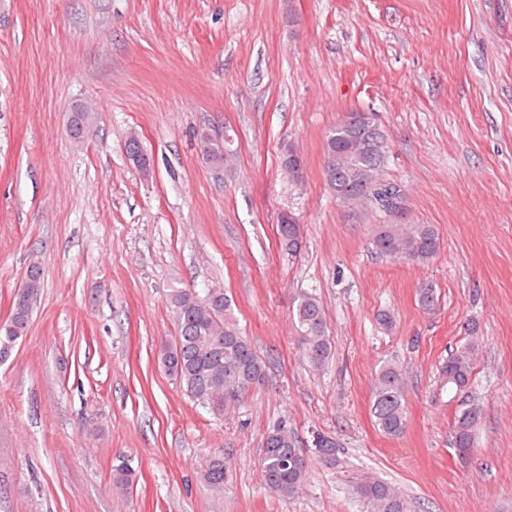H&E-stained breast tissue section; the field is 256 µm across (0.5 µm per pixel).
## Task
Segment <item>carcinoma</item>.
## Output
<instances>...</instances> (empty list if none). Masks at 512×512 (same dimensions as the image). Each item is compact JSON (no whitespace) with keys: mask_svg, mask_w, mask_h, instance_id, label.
Wrapping results in <instances>:
<instances>
[{"mask_svg":"<svg viewBox=\"0 0 512 512\" xmlns=\"http://www.w3.org/2000/svg\"><path fill=\"white\" fill-rule=\"evenodd\" d=\"M382 130L377 122L357 127L351 122L338 123L325 137L324 154L344 157L339 172H325L326 181L336 198L348 203L365 198H380L376 189L369 190L363 181L379 173L385 162V149L371 151L375 134ZM203 152L212 163H221L228 153L229 141H218L204 134ZM278 233L282 247L289 254L301 248L299 224L280 218ZM376 250L386 256L425 264L437 255L439 234L431 224H383L373 235ZM27 297L14 295L12 310L0 324V362L5 360L29 326L33 298L41 288V267H27ZM176 334L162 343L158 359L165 371L193 400L215 415L224 413V405L239 400L254 384L265 378L266 364L253 349L238 325L231 300L222 290H211L202 297L185 288H173L168 295ZM295 320L298 341L307 362L315 369L329 360L333 345L326 333L325 310L311 292L297 300ZM465 336L441 365V376L448 391L461 398L452 423V448L458 461L469 463L477 453L476 431L482 407L471 391L483 337L474 321L464 326ZM370 413L377 429L386 436L403 434L407 416L403 369L386 362L375 373ZM313 452L326 464H336V442L325 435H313L312 448L300 446L293 426L286 419L270 428L264 437L260 472L263 485L280 499H291L303 489L309 474L304 455ZM135 471L130 460L116 458L112 465V483L129 488ZM229 479L224 454L207 455L199 473L200 482L214 492H221ZM352 495L361 512H413V502L394 485L370 474L361 475L352 485Z\"/></svg>","mask_w":512,"mask_h":512,"instance_id":"obj_1","label":"carcinoma"}]
</instances>
